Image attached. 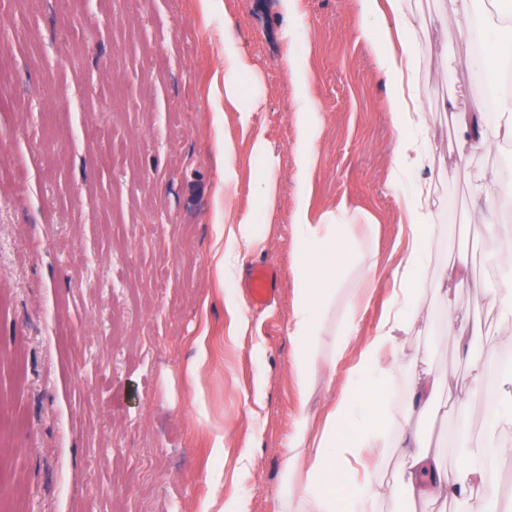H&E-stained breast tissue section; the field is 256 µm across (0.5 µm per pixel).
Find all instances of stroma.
I'll return each instance as SVG.
<instances>
[{"label":"stroma","instance_id":"35a3bbf8","mask_svg":"<svg viewBox=\"0 0 512 512\" xmlns=\"http://www.w3.org/2000/svg\"><path fill=\"white\" fill-rule=\"evenodd\" d=\"M416 20L414 91L427 112L437 214L432 268L457 250L484 292L457 307L486 333L472 343L490 368L512 340L486 292L512 265L473 204L483 172L512 166V146L457 156L454 122L485 103L492 80L473 69L475 40L460 28L461 0H405ZM249 59L237 104L224 101V21ZM360 0H0V499L13 512H200L210 488V434L224 431V512H276L299 409L321 430L336 390L317 381L307 406L289 370L296 273L291 213L314 224L367 227L373 265L367 305L331 359L345 373L373 335L405 251L401 192L388 187L395 131L387 79L363 36ZM308 75L293 83L288 59ZM256 102L248 110V102ZM311 104L319 133L308 188L299 182L295 112ZM223 123L214 126L213 113ZM263 136L276 185L272 209L249 192ZM231 140L236 210H256L261 250L279 274L275 300L246 309L247 332L229 336L224 289L211 262L219 144ZM441 301L417 323L418 359L464 382L470 363L441 341ZM207 335L201 400L184 375Z\"/></svg>","mask_w":512,"mask_h":512}]
</instances>
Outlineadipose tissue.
Listing matches in <instances>:
<instances>
[{"label":"adipose tissue","mask_w":512,"mask_h":512,"mask_svg":"<svg viewBox=\"0 0 512 512\" xmlns=\"http://www.w3.org/2000/svg\"><path fill=\"white\" fill-rule=\"evenodd\" d=\"M377 0H364L368 22L363 36L389 91L386 105L396 139L389 185L400 188L406 176L431 166V156L421 131L427 121L423 104L411 88L418 65V37L414 19L404 0H388V13H380ZM512 144V92H501L493 115L475 112L457 124L460 156L489 152ZM404 208L410 228V244L391 273L393 290L387 309L368 339L355 365L344 376L323 369L314 349L324 333L334 337L333 356H343L347 338L357 327L367 294L364 286L349 289L344 315L333 328L319 323V312L336 301L335 271L362 260L363 243L353 224L309 223L305 208L291 216L294 234L297 287L296 308L288 330L294 340L290 371L300 403H308L318 373L328 382H339L340 390L317 435H309L307 414L296 421L293 447L285 464L288 496L282 512H379L382 484L378 472L392 467L393 481L411 499L426 504L447 505L466 499L482 505L500 457L512 454V442L502 433L512 427V368L500 374L496 411L486 423L483 443L466 449L462 462L449 468L443 437L426 438L409 425L422 413L440 421L449 415H464L471 398L485 388L484 373L471 365L466 390L441 396V379L418 368L410 350L418 313L429 292L442 299L447 313L441 325L443 338L462 352H469L479 325H461L452 311L458 289L472 285L470 260L458 252L438 274H431L432 245L436 236L434 214L425 184H417ZM264 232L255 212H235L224 206V220L213 233L212 257L219 275L232 282L243 252L258 247ZM409 372L412 397L401 412H393L392 387L402 372Z\"/></svg>","instance_id":"adipose-tissue-1"}]
</instances>
